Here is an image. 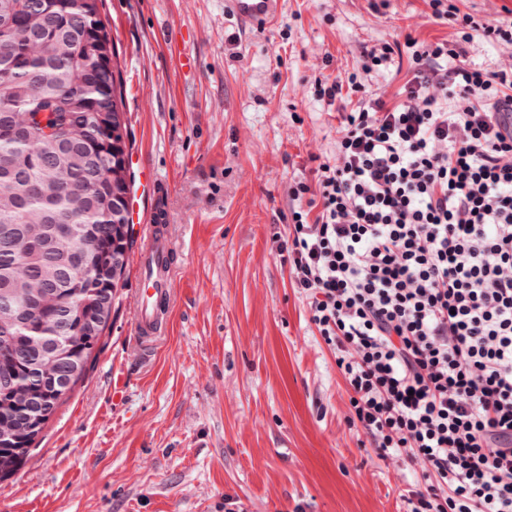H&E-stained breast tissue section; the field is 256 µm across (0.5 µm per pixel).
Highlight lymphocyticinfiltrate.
I'll return each instance as SVG.
<instances>
[{
	"label": "lymphocytic infiltrate",
	"mask_w": 512,
	"mask_h": 512,
	"mask_svg": "<svg viewBox=\"0 0 512 512\" xmlns=\"http://www.w3.org/2000/svg\"><path fill=\"white\" fill-rule=\"evenodd\" d=\"M427 2L454 43L366 54V72L410 54L399 102L364 75L318 86L357 106L335 162L290 186L281 256L336 355L349 425L421 470L406 512H512V64L468 57L512 43V19ZM512 58V45L505 43L476 44L469 49V59L485 67H493L500 61L508 62Z\"/></svg>",
	"instance_id": "lymphocytic-infiltrate-1"
}]
</instances>
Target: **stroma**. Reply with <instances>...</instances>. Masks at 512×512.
<instances>
[{
    "label": "stroma",
    "mask_w": 512,
    "mask_h": 512,
    "mask_svg": "<svg viewBox=\"0 0 512 512\" xmlns=\"http://www.w3.org/2000/svg\"><path fill=\"white\" fill-rule=\"evenodd\" d=\"M426 0H281L263 24L225 0H103L131 147L158 177L177 250L169 331L142 355L127 258L94 372L0 478V512H405V472L347 421L336 357L280 246L289 184L334 161L318 81L365 51L455 41ZM196 55L183 72L174 42Z\"/></svg>",
    "instance_id": "35a3bbf8"
}]
</instances>
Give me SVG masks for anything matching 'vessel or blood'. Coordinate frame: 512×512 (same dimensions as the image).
<instances>
[{
  "label": "vessel or blood",
  "mask_w": 512,
  "mask_h": 512,
  "mask_svg": "<svg viewBox=\"0 0 512 512\" xmlns=\"http://www.w3.org/2000/svg\"><path fill=\"white\" fill-rule=\"evenodd\" d=\"M242 19L264 22L272 18L280 0H228ZM144 181L132 189L129 208L141 214L144 246L136 260L137 289L133 301L132 333L140 349L153 347L165 334L174 301L173 270L176 251L166 228L168 213L163 204L168 188L151 168H144Z\"/></svg>",
  "instance_id": "1"
}]
</instances>
